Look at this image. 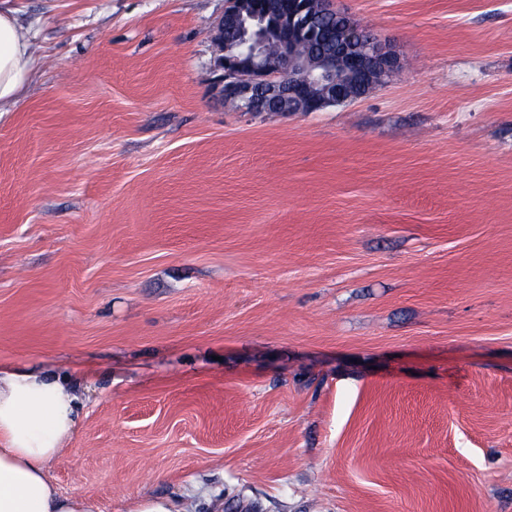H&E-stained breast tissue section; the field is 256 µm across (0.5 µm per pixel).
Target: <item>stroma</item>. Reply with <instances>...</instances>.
I'll return each mask as SVG.
<instances>
[{"instance_id": "1", "label": "stroma", "mask_w": 512, "mask_h": 512, "mask_svg": "<svg viewBox=\"0 0 512 512\" xmlns=\"http://www.w3.org/2000/svg\"><path fill=\"white\" fill-rule=\"evenodd\" d=\"M0 367L82 387L101 512H512V0H333L402 68L224 101V0H10ZM18 11L0 7V112H9L42 65L33 48L30 25L21 23Z\"/></svg>"}]
</instances>
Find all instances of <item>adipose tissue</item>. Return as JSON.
Here are the masks:
<instances>
[{
	"instance_id": "1",
	"label": "adipose tissue",
	"mask_w": 512,
	"mask_h": 512,
	"mask_svg": "<svg viewBox=\"0 0 512 512\" xmlns=\"http://www.w3.org/2000/svg\"><path fill=\"white\" fill-rule=\"evenodd\" d=\"M42 64L31 26L0 8V112ZM79 397L70 382L29 368L0 369V512H99L84 496L60 494L48 477L76 430Z\"/></svg>"
}]
</instances>
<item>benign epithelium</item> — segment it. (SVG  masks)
Returning <instances> with one entry per match:
<instances>
[{"instance_id":"obj_1","label":"benign epithelium","mask_w":512,"mask_h":512,"mask_svg":"<svg viewBox=\"0 0 512 512\" xmlns=\"http://www.w3.org/2000/svg\"><path fill=\"white\" fill-rule=\"evenodd\" d=\"M307 0L282 8L269 0H225L214 41L223 71L220 94L244 112H317L365 97L374 80L401 69L389 43L373 35L357 45L352 34L329 38L326 50L307 53L298 35L314 22ZM357 93L346 97L347 83Z\"/></svg>"}]
</instances>
